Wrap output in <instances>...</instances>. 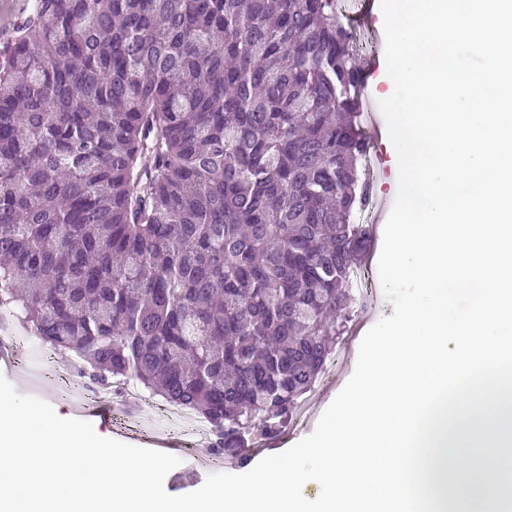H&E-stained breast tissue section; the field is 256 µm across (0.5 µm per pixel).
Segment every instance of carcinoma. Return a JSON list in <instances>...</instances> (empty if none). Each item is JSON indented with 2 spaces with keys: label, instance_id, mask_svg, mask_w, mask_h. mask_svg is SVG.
Returning a JSON list of instances; mask_svg holds the SVG:
<instances>
[{
  "label": "carcinoma",
  "instance_id": "carcinoma-1",
  "mask_svg": "<svg viewBox=\"0 0 512 512\" xmlns=\"http://www.w3.org/2000/svg\"><path fill=\"white\" fill-rule=\"evenodd\" d=\"M363 76L334 0H36L0 63V308L273 438L350 320Z\"/></svg>",
  "mask_w": 512,
  "mask_h": 512
}]
</instances>
